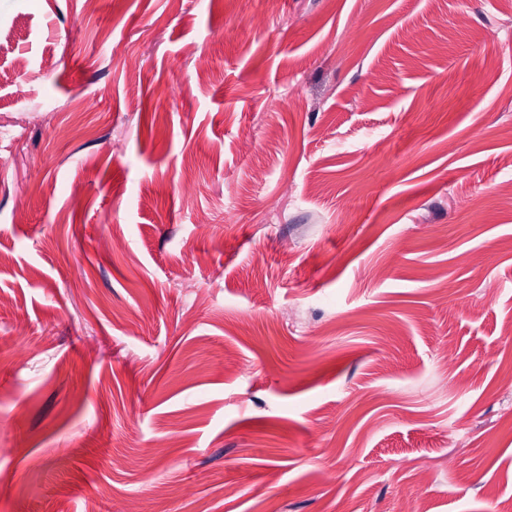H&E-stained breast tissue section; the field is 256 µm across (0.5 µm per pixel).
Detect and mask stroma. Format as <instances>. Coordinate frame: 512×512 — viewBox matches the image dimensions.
<instances>
[{
    "instance_id": "35a3bbf8",
    "label": "stroma",
    "mask_w": 512,
    "mask_h": 512,
    "mask_svg": "<svg viewBox=\"0 0 512 512\" xmlns=\"http://www.w3.org/2000/svg\"><path fill=\"white\" fill-rule=\"evenodd\" d=\"M0 30V512H512V0Z\"/></svg>"
}]
</instances>
